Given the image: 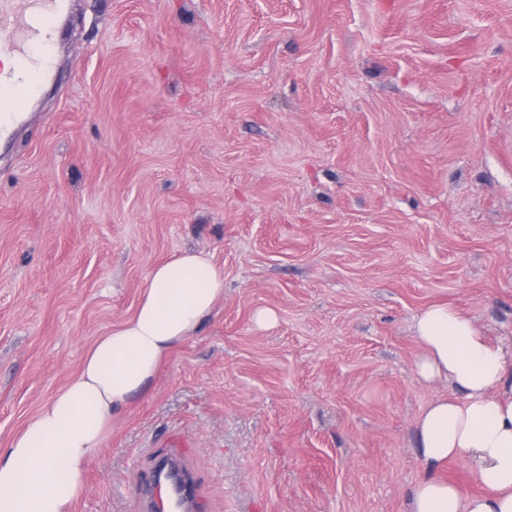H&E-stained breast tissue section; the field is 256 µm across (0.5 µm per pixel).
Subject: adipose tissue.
I'll return each mask as SVG.
<instances>
[{
  "label": "adipose tissue",
  "mask_w": 512,
  "mask_h": 512,
  "mask_svg": "<svg viewBox=\"0 0 512 512\" xmlns=\"http://www.w3.org/2000/svg\"><path fill=\"white\" fill-rule=\"evenodd\" d=\"M223 294L224 271L207 255L185 251L155 267L134 314L96 340L79 373L0 449V512H67L113 413L149 386ZM413 330L423 348L416 377L453 393L415 422L423 473L410 512H512V348L445 304L425 309ZM451 459L475 468L483 494L464 496L441 477Z\"/></svg>",
  "instance_id": "ef3b65f1"
}]
</instances>
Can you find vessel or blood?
<instances>
[{
    "label": "vessel or blood",
    "instance_id": "vessel-or-blood-1",
    "mask_svg": "<svg viewBox=\"0 0 512 512\" xmlns=\"http://www.w3.org/2000/svg\"><path fill=\"white\" fill-rule=\"evenodd\" d=\"M63 7L64 0H0V30L14 34L8 43H0V52L9 51L18 62L16 69L0 71V141L11 136L54 66ZM151 509L192 512L193 499L177 491L170 473L162 470L156 477Z\"/></svg>",
    "mask_w": 512,
    "mask_h": 512
}]
</instances>
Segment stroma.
Instances as JSON below:
<instances>
[{
	"label": "stroma",
	"instance_id": "stroma-1",
	"mask_svg": "<svg viewBox=\"0 0 512 512\" xmlns=\"http://www.w3.org/2000/svg\"><path fill=\"white\" fill-rule=\"evenodd\" d=\"M53 75L0 150V448L192 250L224 294L71 512L162 458L196 512H409L415 316L512 347V0H77Z\"/></svg>",
	"mask_w": 512,
	"mask_h": 512
}]
</instances>
